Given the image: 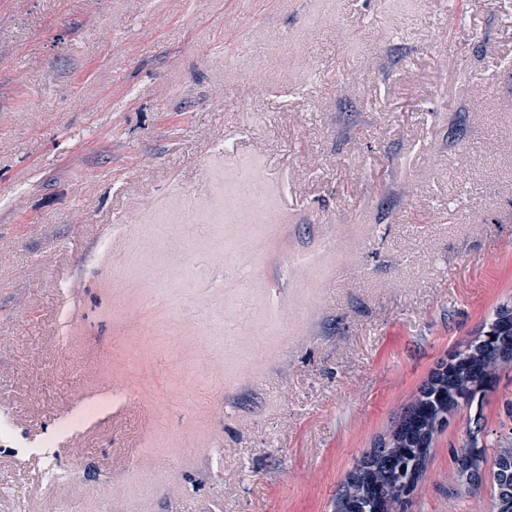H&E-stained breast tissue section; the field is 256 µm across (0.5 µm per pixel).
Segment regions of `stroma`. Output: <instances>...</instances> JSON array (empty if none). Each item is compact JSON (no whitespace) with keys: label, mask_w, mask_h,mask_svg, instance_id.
<instances>
[{"label":"stroma","mask_w":512,"mask_h":512,"mask_svg":"<svg viewBox=\"0 0 512 512\" xmlns=\"http://www.w3.org/2000/svg\"><path fill=\"white\" fill-rule=\"evenodd\" d=\"M454 2L0 0V512H332L512 304V0ZM475 402L397 512H489ZM468 444L457 459L458 477L462 482L475 483L481 476L482 463L486 461L484 446H478V430L469 425L466 429Z\"/></svg>","instance_id":"obj_1"}]
</instances>
